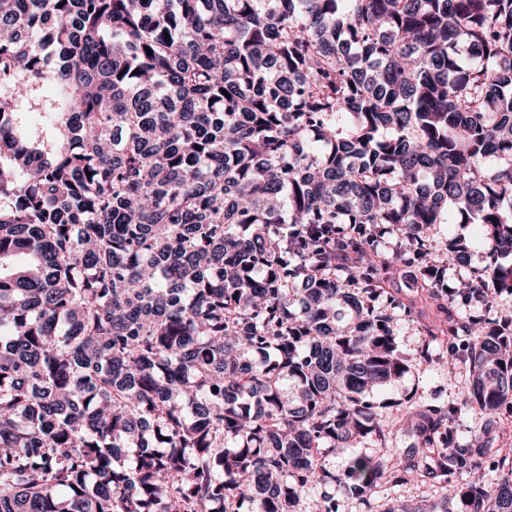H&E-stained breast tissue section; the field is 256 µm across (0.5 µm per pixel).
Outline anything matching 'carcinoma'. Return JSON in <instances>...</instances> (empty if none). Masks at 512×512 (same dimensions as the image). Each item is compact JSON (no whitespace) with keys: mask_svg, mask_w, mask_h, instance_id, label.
I'll use <instances>...</instances> for the list:
<instances>
[{"mask_svg":"<svg viewBox=\"0 0 512 512\" xmlns=\"http://www.w3.org/2000/svg\"><path fill=\"white\" fill-rule=\"evenodd\" d=\"M509 255L512 0H0V512H512V310L427 330L470 376L405 409L417 459L326 466L399 452V267L490 308ZM442 486L443 484L426 482L404 487L387 488L380 493L374 507L375 510H378L377 512H381L379 510L385 508V504L394 505L395 500L400 499L418 502L427 508L432 503L444 501L446 491Z\"/></svg>","mask_w":512,"mask_h":512,"instance_id":"1","label":"carcinoma"}]
</instances>
